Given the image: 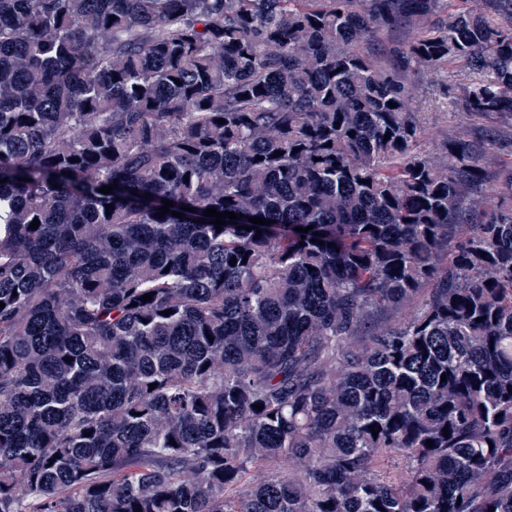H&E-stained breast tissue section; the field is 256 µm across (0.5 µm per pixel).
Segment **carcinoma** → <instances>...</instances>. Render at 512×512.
<instances>
[{
    "label": "carcinoma",
    "instance_id": "carcinoma-1",
    "mask_svg": "<svg viewBox=\"0 0 512 512\" xmlns=\"http://www.w3.org/2000/svg\"><path fill=\"white\" fill-rule=\"evenodd\" d=\"M495 151L512 0H0V512H512ZM415 99L420 107L424 129L416 151L434 153L448 137L467 131L473 122L462 112H453L451 104L443 97L434 79L419 75L415 80Z\"/></svg>",
    "mask_w": 512,
    "mask_h": 512
}]
</instances>
